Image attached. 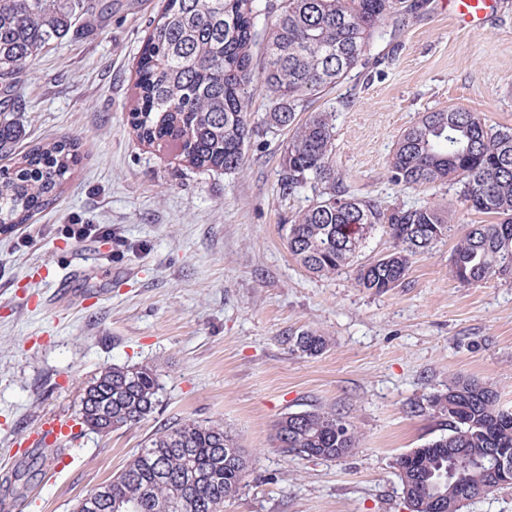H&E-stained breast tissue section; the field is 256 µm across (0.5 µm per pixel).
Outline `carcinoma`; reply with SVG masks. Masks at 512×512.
Segmentation results:
<instances>
[{"instance_id": "cac0c4a2", "label": "carcinoma", "mask_w": 512, "mask_h": 512, "mask_svg": "<svg viewBox=\"0 0 512 512\" xmlns=\"http://www.w3.org/2000/svg\"><path fill=\"white\" fill-rule=\"evenodd\" d=\"M97 0H0V80L18 79L46 47L78 29L100 26ZM419 0H280L274 21L259 31L260 0H164L151 21L135 83L129 122L137 139L175 152L200 172L232 173L245 163L251 90L269 92L267 124L291 132L280 158L282 194L306 187L316 199L286 225L288 251L307 272L328 277L351 265L377 229L391 249L355 268L356 286L385 294L401 286L414 257L454 231L438 204L384 207L350 195L332 162L333 119L312 112L307 99L369 64L371 47L388 23L405 26ZM263 36L261 61L253 48ZM18 130L0 123V232L57 201L79 161V143L60 139L17 152ZM391 180L405 188L460 186V198L493 224H468L450 258V274L469 286L512 274V128L487 125L458 107L425 112L398 137ZM298 348L316 355L325 339L304 332ZM161 384L150 365L102 369L83 389L79 420L97 433L131 427L151 416ZM448 434L397 457L410 512H460L488 494L497 475L471 461L489 449L512 453V411L497 392L456 377L430 400ZM273 440L284 455L336 460L360 447L356 427L333 410L285 414ZM248 468L246 450L220 422L185 421L151 437L112 480L84 495L73 512H221Z\"/></svg>"}]
</instances>
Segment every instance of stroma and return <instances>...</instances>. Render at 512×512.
Wrapping results in <instances>:
<instances>
[{"mask_svg":"<svg viewBox=\"0 0 512 512\" xmlns=\"http://www.w3.org/2000/svg\"><path fill=\"white\" fill-rule=\"evenodd\" d=\"M162 5L112 0L102 26L40 54L11 91L21 146L74 137L81 160L54 204L0 234V512H72L158 429L186 420L222 422L248 454L223 512H409L395 461L445 434L432 396L465 376L512 409V275L457 283L455 236L488 216L467 211L455 185H396L389 159L433 110L512 128V0L475 29L448 0H427L375 45L373 65L308 102L333 116V164L352 195L436 202L455 226L383 295L356 287L352 269L319 278L289 255L284 226L314 193L279 190L289 134L263 123V86L235 172L191 170L136 139L128 113ZM72 224L98 230L76 239ZM306 331L325 338L321 353L298 348ZM136 364L159 373L156 412L108 434L77 424L83 388ZM315 408L346 416L360 448L338 460L281 454L275 422ZM52 414L74 421L73 436L49 439L38 460L20 454V437Z\"/></svg>","mask_w":512,"mask_h":512,"instance_id":"35a3bbf8","label":"stroma"}]
</instances>
